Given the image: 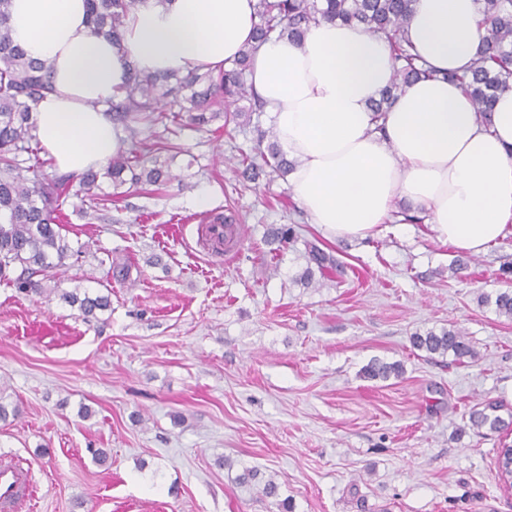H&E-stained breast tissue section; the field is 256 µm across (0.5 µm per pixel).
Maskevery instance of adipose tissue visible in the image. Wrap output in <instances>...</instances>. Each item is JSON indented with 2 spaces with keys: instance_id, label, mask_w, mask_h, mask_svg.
I'll use <instances>...</instances> for the list:
<instances>
[{
  "instance_id": "adipose-tissue-1",
  "label": "adipose tissue",
  "mask_w": 512,
  "mask_h": 512,
  "mask_svg": "<svg viewBox=\"0 0 512 512\" xmlns=\"http://www.w3.org/2000/svg\"><path fill=\"white\" fill-rule=\"evenodd\" d=\"M255 3L137 0L115 45L91 30L85 0H10L15 44L51 70L53 90L30 115L45 151L69 173L104 169L123 146L107 107L130 69H223L252 37ZM479 9L478 0H414L405 37L435 75L380 120L369 105L394 62L363 26L322 19L302 44L258 48L249 78L298 161L290 191L327 237H369L396 200L427 211L440 239L472 254L512 233V91L486 119L456 80L480 50Z\"/></svg>"
}]
</instances>
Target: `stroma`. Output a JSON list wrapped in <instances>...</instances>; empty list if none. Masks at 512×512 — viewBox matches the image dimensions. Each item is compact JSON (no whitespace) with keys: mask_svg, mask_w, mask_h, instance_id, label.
I'll list each match as a JSON object with an SVG mask.
<instances>
[{"mask_svg":"<svg viewBox=\"0 0 512 512\" xmlns=\"http://www.w3.org/2000/svg\"><path fill=\"white\" fill-rule=\"evenodd\" d=\"M253 128H183L177 152L156 155L177 182L124 186L89 218L67 199V235L89 249L52 291L0 281V402L20 409L0 421V455L29 467L36 512H282L284 499L293 512H512L496 468L512 434L466 424L479 402L512 416V320L478 302L503 288L512 235L481 254L426 221L328 239L286 181L238 183L227 160ZM225 215L244 238L218 254L198 228ZM279 224L299 239L274 257L264 234ZM308 240L343 268L313 288L294 282ZM111 256L126 258L128 281H110ZM77 286L108 293L106 322L60 300ZM450 324L475 359L411 346ZM375 358L402 374L363 378ZM245 467L278 498L239 485Z\"/></svg>","mask_w":512,"mask_h":512,"instance_id":"stroma-1","label":"stroma"}]
</instances>
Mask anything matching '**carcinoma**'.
Listing matches in <instances>:
<instances>
[{
	"instance_id": "cac0c4a2",
	"label": "carcinoma",
	"mask_w": 512,
	"mask_h": 512,
	"mask_svg": "<svg viewBox=\"0 0 512 512\" xmlns=\"http://www.w3.org/2000/svg\"><path fill=\"white\" fill-rule=\"evenodd\" d=\"M485 35L478 58L469 72L456 77L465 87L477 111L488 114L496 99L512 91V0H479ZM136 0H87L88 22L94 33L114 40L120 37L130 10ZM413 0H258L254 42L224 70L192 71L185 76L131 73L122 96L111 102L112 121L127 131L131 145L112 157L104 172L88 170L82 174H64L48 181L36 161L39 142L29 122L32 106L51 91L49 66L25 57L14 44L9 28L10 0H0V279L19 267L14 279L16 287L25 292H43L42 280L63 266L65 261L85 250L88 245L73 247L62 233V206L75 191L82 204L93 209L105 200L102 179L115 190L126 183L164 185L173 176L161 167L144 164L140 125L162 126L170 130L192 126L198 129L217 119L224 124L248 125L255 112L264 110L248 81L250 60L263 43L284 36L299 42L309 23L319 18L357 22L370 33L385 40L395 61L392 82L371 111L387 112L408 84L433 76V71L419 62V56L404 37V29L412 15ZM257 140L251 152L236 157L233 171L245 182H256L271 170L285 177L296 161L279 150L273 129L256 128ZM31 165L22 169L21 156ZM296 238L291 225L272 226L267 243L280 246ZM338 269L334 256L318 245L306 243V268L299 282L308 286L315 273ZM59 298L79 310L84 319L102 320L110 309L107 295L90 296L75 288L63 291ZM483 305H494L498 316L512 319V289L502 288L495 295L480 296ZM414 349L432 358L451 356L456 361L476 357L466 334L454 325L438 330L431 328L411 336ZM402 366L397 362L371 360L363 368L370 380L386 381L399 376ZM496 402L479 403L469 413L470 427L476 431L487 428L504 431L509 423L499 414Z\"/></svg>"
}]
</instances>
